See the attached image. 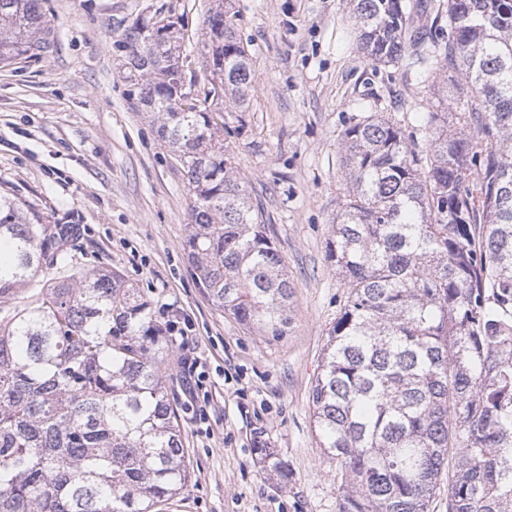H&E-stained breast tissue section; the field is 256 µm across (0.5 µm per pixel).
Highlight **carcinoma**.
Masks as SVG:
<instances>
[{
	"label": "carcinoma",
	"instance_id": "1",
	"mask_svg": "<svg viewBox=\"0 0 512 512\" xmlns=\"http://www.w3.org/2000/svg\"><path fill=\"white\" fill-rule=\"evenodd\" d=\"M354 2L364 57L462 80L472 101L420 113L419 140L379 115L341 135L328 259L346 299L311 392L320 447L347 476L337 512H429L445 471L448 512H512V0H448L442 45L406 39L405 0ZM141 21L114 22L112 48L184 173L194 273L240 324L284 336L294 284L206 106L222 93L246 111L250 59L224 6L210 10L211 87L183 110L184 35L153 40ZM49 36L41 0H0L1 65ZM73 241L0 196V512H155L190 479L168 345L110 269L26 295Z\"/></svg>",
	"mask_w": 512,
	"mask_h": 512
}]
</instances>
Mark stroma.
I'll list each match as a JSON object with an SVG mask.
<instances>
[{
	"instance_id": "1",
	"label": "stroma",
	"mask_w": 512,
	"mask_h": 512,
	"mask_svg": "<svg viewBox=\"0 0 512 512\" xmlns=\"http://www.w3.org/2000/svg\"><path fill=\"white\" fill-rule=\"evenodd\" d=\"M163 0H41L50 52L0 65V194L69 224L65 264L119 273L159 326L178 321L161 366L184 430L187 487L156 512H336L342 470L319 445L310 394L343 288L327 257L343 181L342 132L382 114L412 133L439 100L415 67L364 58L353 0H228L251 60L249 107L224 115L234 173L262 204L295 288L287 335L247 329L204 294L185 252L191 199L157 125L126 95L114 20ZM201 363L199 387L187 364ZM273 448L282 479L256 462Z\"/></svg>"
}]
</instances>
